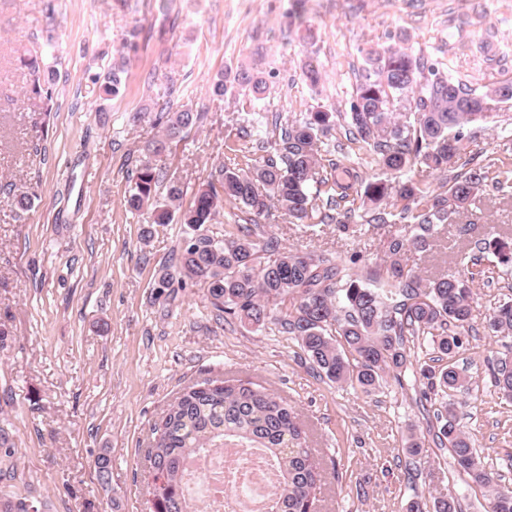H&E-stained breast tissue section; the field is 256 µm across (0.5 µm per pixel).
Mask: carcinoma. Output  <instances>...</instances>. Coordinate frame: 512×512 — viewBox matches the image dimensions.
<instances>
[{
  "instance_id": "1",
  "label": "carcinoma",
  "mask_w": 512,
  "mask_h": 512,
  "mask_svg": "<svg viewBox=\"0 0 512 512\" xmlns=\"http://www.w3.org/2000/svg\"><path fill=\"white\" fill-rule=\"evenodd\" d=\"M366 67L350 103L348 133L377 155L379 165L404 175L416 165L446 173L462 158L463 127L484 120L493 104L512 100V84L479 92L451 76L427 68L423 56L400 46L366 50ZM123 70L108 68L102 92L116 96L122 88ZM249 86L259 95L267 81L260 70H227L213 81L212 92L224 96L233 85ZM53 71L34 79L29 93L49 99ZM407 98L413 118L397 116L394 101ZM201 120V113L158 109L162 136L147 145L158 155L169 141ZM335 127V113L317 109L281 129L275 143L277 157L258 164L248 155L233 153L212 172L206 184L183 204L181 184L165 176L163 168L146 162L137 171L134 187L126 196L131 211L151 208V223L181 224L196 232L181 252L162 267L161 283L188 281L205 287L213 308L252 328L275 325L295 336L313 369L336 384L349 383L365 394L379 390L384 377L401 374L410 361L405 336H431L434 348L451 358L462 347L472 316L473 278L448 274L424 278L405 268L403 255L413 247L423 249L437 224H447L468 209L487 183L506 186L509 177L490 176L488 167L471 164L453 178L447 193L435 194L411 177L393 187L383 180L364 186V199L377 205L396 197L404 202L401 214L411 215L416 232L392 238L387 246V280L369 287L343 274L332 260L311 253L280 250L273 238L259 239V219L278 206L290 224H323L333 216L321 211L318 200L336 207L348 202L349 185L320 175L323 138ZM165 183V195L156 187ZM241 205L253 214V226L217 240L198 230L211 224L224 201ZM495 335L512 334V299L501 302L489 320ZM418 379L436 392L461 391L467 385L464 369L450 363L442 368L424 365ZM494 386L512 399V362L500 359L493 368ZM435 437L450 448L455 468L489 493V512H512V489L500 487L480 461L470 437L460 429L451 403L435 413ZM152 482L154 512H198L185 493L184 462L226 441L263 448L275 462L280 481L270 493L271 512H306L314 505L321 482L319 463L306 444L305 431L292 407L263 387L209 382V387L185 388L166 408L154 427ZM408 512H462L459 500L442 496L429 504L418 496Z\"/></svg>"
}]
</instances>
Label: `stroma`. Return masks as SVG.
I'll use <instances>...</instances> for the list:
<instances>
[{"label":"stroma","instance_id":"1","mask_svg":"<svg viewBox=\"0 0 512 512\" xmlns=\"http://www.w3.org/2000/svg\"><path fill=\"white\" fill-rule=\"evenodd\" d=\"M397 44L465 85L512 83V0H0V426L14 450L0 465L14 469L13 499L39 512H152V430L178 392L215 379L287 398L322 470L316 512H406L415 496L451 492L463 512H486V490L467 484L428 432L446 401L487 471L512 487V400L492 379L497 359L512 357V336L488 327L512 297V268L485 247L495 236L512 244V196L486 188L471 212L436 226L426 250L405 256L426 278L474 277L472 329L454 358L470 384L445 397L425 395L409 373L387 375L369 395L337 386L313 372L294 337L217 318L202 285L162 286L159 269L184 230L156 225L142 240L145 213L125 207L167 102L203 115L155 159L187 194L231 149L266 158L277 125L320 107L337 115L332 159L354 165L359 182L386 179L343 115L366 49ZM43 45L55 71L48 100L29 97L18 61ZM308 63L322 73L318 86L303 75ZM111 64L124 81L105 100L97 77ZM241 66L264 72L261 98L240 86L213 97V80ZM463 132L466 157L512 169V100ZM20 193L35 197L23 216L11 204ZM406 231L397 215L357 217L344 230L276 213L259 228L365 283L385 275L387 243ZM411 433L424 444L416 457ZM105 451L104 482L95 461Z\"/></svg>","mask_w":512,"mask_h":512}]
</instances>
